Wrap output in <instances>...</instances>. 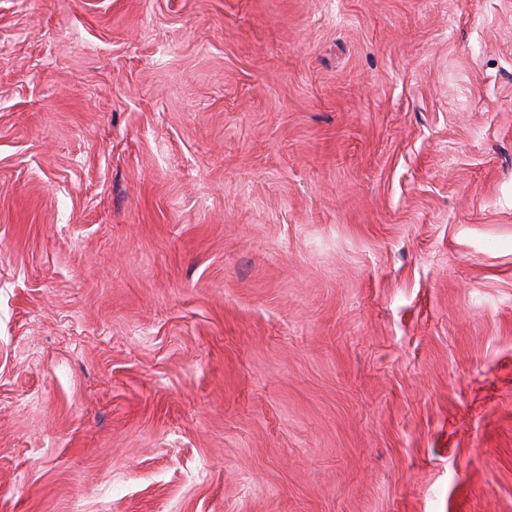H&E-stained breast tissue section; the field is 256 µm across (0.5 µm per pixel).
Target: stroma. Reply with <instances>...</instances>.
<instances>
[{"mask_svg": "<svg viewBox=\"0 0 512 512\" xmlns=\"http://www.w3.org/2000/svg\"><path fill=\"white\" fill-rule=\"evenodd\" d=\"M0 512H512V0H0Z\"/></svg>", "mask_w": 512, "mask_h": 512, "instance_id": "stroma-1", "label": "stroma"}]
</instances>
